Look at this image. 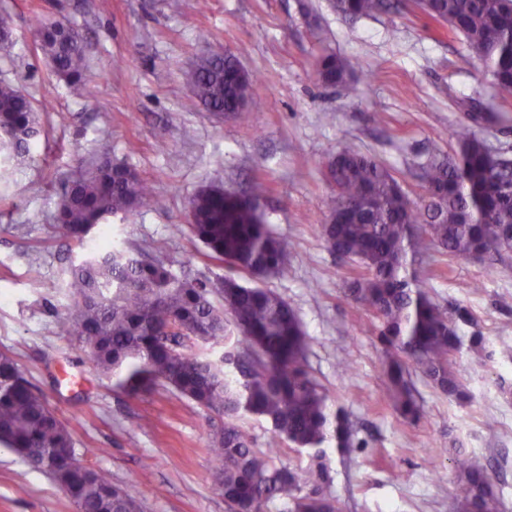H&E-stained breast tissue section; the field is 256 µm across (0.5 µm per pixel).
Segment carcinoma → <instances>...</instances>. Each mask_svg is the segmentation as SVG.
Instances as JSON below:
<instances>
[{
    "instance_id": "carcinoma-1",
    "label": "carcinoma",
    "mask_w": 512,
    "mask_h": 512,
    "mask_svg": "<svg viewBox=\"0 0 512 512\" xmlns=\"http://www.w3.org/2000/svg\"><path fill=\"white\" fill-rule=\"evenodd\" d=\"M430 19L462 35L487 67L498 99L512 98V0H413ZM346 17L384 12L388 0H333ZM39 46L54 74L86 97L94 95L85 73L83 40L68 23L40 22ZM229 50L197 58L188 73L194 99L211 112H232L249 121L245 104L251 78L240 74ZM317 78L347 85L348 65L326 55ZM35 106L14 84L0 81V148L29 152L39 135ZM455 155L423 167L424 205H411L391 169L350 147L336 151L327 174L336 193L326 202L322 235L329 249L354 266L348 295L378 321L377 339L388 353V402L405 420L417 422L421 407L410 381L408 357L448 398L468 399L453 357L471 323L463 308L434 302L408 273L406 249L420 259L433 249L453 258H479L512 250V159L497 160L468 128L456 132ZM265 185L248 196L220 187L200 190L190 202L194 236L230 267L263 280L284 275L291 244L251 205ZM152 198L149 185L126 165L106 158L63 187L54 221L60 232L84 243L101 221L129 216ZM67 304L61 321L94 369L118 376L130 395L163 386L224 418L211 452L219 462V488L230 512H264L272 501L286 512H341L338 500L313 490L301 493L290 470L251 448L233 423L243 413L271 422L276 437L297 448L335 442L355 447L348 418L331 410L327 389L309 372V340L295 310L274 289L246 286L233 277L213 285L180 279L163 263L102 242L65 271ZM222 297L216 306L210 295ZM239 336L218 360L189 350L188 343L229 340L224 314ZM0 443L33 469L48 473L76 512H138L136 493L103 478L77 458L72 432L24 377L16 361L0 355ZM457 512H502L486 464L463 448L454 451Z\"/></svg>"
}]
</instances>
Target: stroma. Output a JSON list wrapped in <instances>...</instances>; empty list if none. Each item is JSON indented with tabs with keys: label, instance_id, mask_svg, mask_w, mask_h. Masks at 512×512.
Instances as JSON below:
<instances>
[{
	"label": "stroma",
	"instance_id": "1",
	"mask_svg": "<svg viewBox=\"0 0 512 512\" xmlns=\"http://www.w3.org/2000/svg\"><path fill=\"white\" fill-rule=\"evenodd\" d=\"M13 19L0 45V79L37 109L29 154L0 151V354L11 356L73 433L78 459L112 484L134 485L143 512H229L210 450L221 419L164 387L131 396L94 371L59 313L65 270L83 253L53 215L65 181L101 157L146 181L154 202L104 223L115 242L164 263L176 276L213 283L228 275L191 233L187 212L204 186L233 191L267 184L260 209L294 249L284 276L269 279L309 337L310 373L344 410L355 448L322 452L281 441L267 420L237 424L302 491L320 489L342 512H456L451 444L480 457L512 512V251L479 259L439 254L417 267L437 303L465 308L487 353L455 358L471 398L448 400L412 371L423 417L400 418L383 398L386 354L364 308L347 297L349 263L321 235L334 192L326 165L350 145L393 169L421 203L420 168L454 154L469 127L512 158V99L496 98L482 62L447 25L404 7L349 19L333 0H0ZM62 19L82 36L94 98L59 81L40 50L38 21ZM231 50L254 77L249 123L189 107L186 74L209 50ZM333 53L353 70L352 87L317 79ZM0 512H75L47 474L0 444Z\"/></svg>",
	"mask_w": 512,
	"mask_h": 512
}]
</instances>
